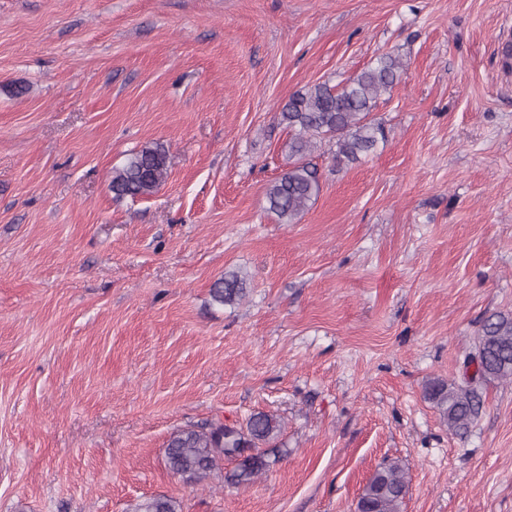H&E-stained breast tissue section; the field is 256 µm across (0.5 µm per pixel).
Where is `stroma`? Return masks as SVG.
<instances>
[{"label": "stroma", "mask_w": 512, "mask_h": 512, "mask_svg": "<svg viewBox=\"0 0 512 512\" xmlns=\"http://www.w3.org/2000/svg\"><path fill=\"white\" fill-rule=\"evenodd\" d=\"M512 0H0V512H355L401 461L402 512H512V382L464 436L423 397L512 313ZM407 62L387 142L293 224L288 97ZM23 96H14L15 86ZM163 144L152 196L113 168ZM245 298L213 301L224 275ZM283 422L255 482H184L178 429Z\"/></svg>", "instance_id": "35a3bbf8"}]
</instances>
